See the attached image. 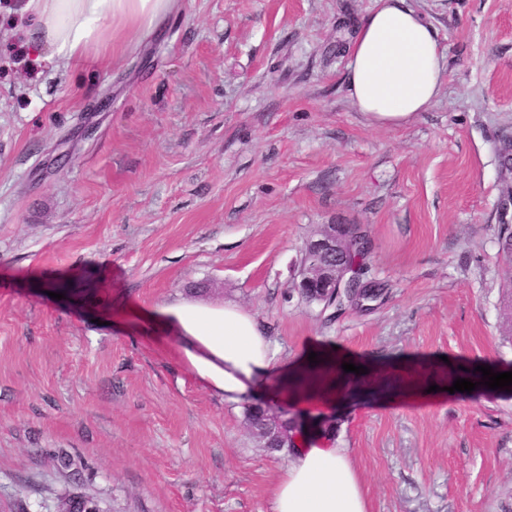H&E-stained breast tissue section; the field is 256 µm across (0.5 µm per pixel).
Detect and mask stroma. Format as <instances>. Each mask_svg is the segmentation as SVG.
<instances>
[{
    "instance_id": "35a3bbf8",
    "label": "stroma",
    "mask_w": 512,
    "mask_h": 512,
    "mask_svg": "<svg viewBox=\"0 0 512 512\" xmlns=\"http://www.w3.org/2000/svg\"><path fill=\"white\" fill-rule=\"evenodd\" d=\"M374 4L183 0L81 73L30 64L0 0V512H271L289 452L143 318L201 281L283 362L322 356L334 400L276 402L349 449L368 512H512V389L479 382L512 371V0H407L446 70L396 127L345 83ZM324 224L367 230L370 306L296 290Z\"/></svg>"
}]
</instances>
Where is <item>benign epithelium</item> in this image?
<instances>
[{"instance_id":"1","label":"benign epithelium","mask_w":512,"mask_h":512,"mask_svg":"<svg viewBox=\"0 0 512 512\" xmlns=\"http://www.w3.org/2000/svg\"><path fill=\"white\" fill-rule=\"evenodd\" d=\"M350 251V237L341 232V225H322L302 248L300 280L296 284L299 294L324 310L336 306L338 298H345L357 307L377 299L373 285L352 275L347 268ZM262 408L270 430L281 434L284 442L295 439L284 427V413L279 408L268 404Z\"/></svg>"}]
</instances>
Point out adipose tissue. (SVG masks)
<instances>
[{
  "mask_svg": "<svg viewBox=\"0 0 512 512\" xmlns=\"http://www.w3.org/2000/svg\"><path fill=\"white\" fill-rule=\"evenodd\" d=\"M179 6V0H26V45L33 54L51 47L60 67L98 65L140 43ZM444 71L435 29L405 0H376L353 37L346 83L360 112L396 126L434 101ZM151 324L174 336L190 367L225 401L268 385L322 397L324 379L281 365L254 316L236 304L178 300L154 313ZM272 512H367L349 450L299 440L272 489Z\"/></svg>",
  "mask_w": 512,
  "mask_h": 512,
  "instance_id": "obj_1",
  "label": "adipose tissue"
}]
</instances>
